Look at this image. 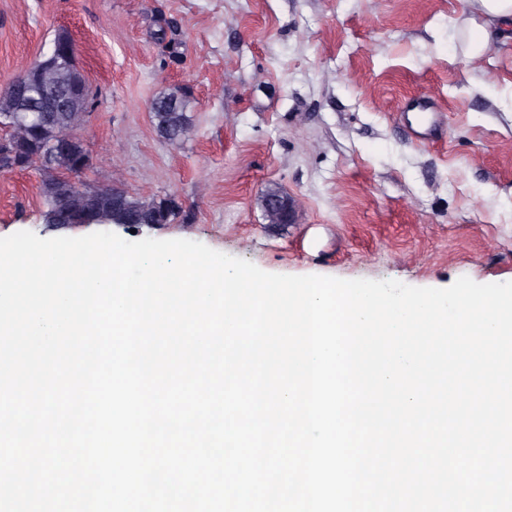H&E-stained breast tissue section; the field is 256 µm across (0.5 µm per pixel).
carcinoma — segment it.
<instances>
[{
	"instance_id": "obj_1",
	"label": "carcinoma",
	"mask_w": 512,
	"mask_h": 512,
	"mask_svg": "<svg viewBox=\"0 0 512 512\" xmlns=\"http://www.w3.org/2000/svg\"><path fill=\"white\" fill-rule=\"evenodd\" d=\"M36 82L40 92L49 97L72 84H84L75 65L48 58L42 61ZM174 98L175 106L166 104ZM188 104L179 88L152 100L150 112L158 132L167 141L178 143L188 134ZM20 107V100L10 89L0 92V157L18 161L24 169L38 167L43 171L46 223L58 226L62 221H79L94 215L112 224H170L180 216L182 207L173 198L142 200L110 185L77 187L90 162L80 139L74 151L58 152L53 160L47 159L61 140L74 136V130L84 123L87 106L77 104L68 111L49 112L41 123L26 116Z\"/></svg>"
}]
</instances>
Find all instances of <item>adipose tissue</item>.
I'll return each instance as SVG.
<instances>
[{"instance_id": "obj_1", "label": "adipose tissue", "mask_w": 512, "mask_h": 512, "mask_svg": "<svg viewBox=\"0 0 512 512\" xmlns=\"http://www.w3.org/2000/svg\"><path fill=\"white\" fill-rule=\"evenodd\" d=\"M466 4L470 12L466 21V55L478 60L485 56L500 31L512 26V0H466Z\"/></svg>"}]
</instances>
